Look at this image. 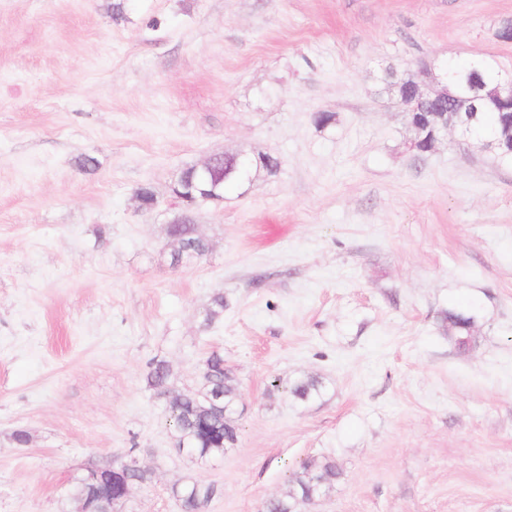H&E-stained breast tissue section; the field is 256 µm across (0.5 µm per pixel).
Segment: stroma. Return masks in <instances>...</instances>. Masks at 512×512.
Instances as JSON below:
<instances>
[{
  "label": "stroma",
  "instance_id": "obj_1",
  "mask_svg": "<svg viewBox=\"0 0 512 512\" xmlns=\"http://www.w3.org/2000/svg\"><path fill=\"white\" fill-rule=\"evenodd\" d=\"M507 23L512 0H0V512H77L86 466L133 456L152 481L118 512H178L189 478L205 512H261L323 457L342 476L303 512H512V160L455 131L414 154L378 82L512 72ZM222 151L281 167L194 208L211 250L172 266L170 185ZM468 301L461 349L441 317ZM214 352L240 434L200 461L146 376L196 391ZM323 390L324 386L321 381L308 377L294 382L289 392L301 401H310L319 398ZM214 490L210 486H204L196 481L188 480L181 485H173L172 495L178 503L181 512H199L196 511L207 503Z\"/></svg>",
  "mask_w": 512,
  "mask_h": 512
}]
</instances>
